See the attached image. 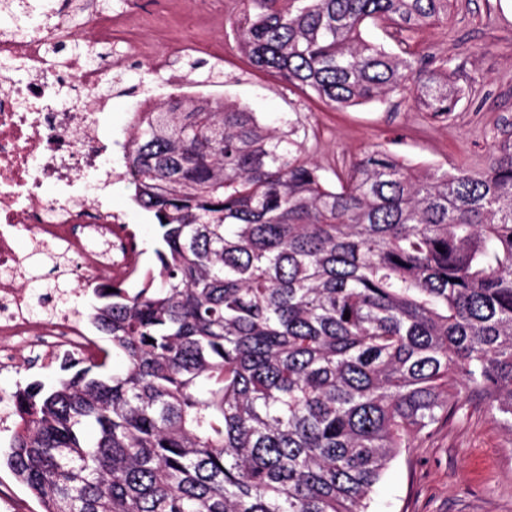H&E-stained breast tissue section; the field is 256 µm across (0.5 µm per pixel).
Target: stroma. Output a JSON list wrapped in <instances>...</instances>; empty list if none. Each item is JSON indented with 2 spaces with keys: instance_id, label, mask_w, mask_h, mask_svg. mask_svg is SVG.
Wrapping results in <instances>:
<instances>
[{
  "instance_id": "obj_1",
  "label": "stroma",
  "mask_w": 512,
  "mask_h": 512,
  "mask_svg": "<svg viewBox=\"0 0 512 512\" xmlns=\"http://www.w3.org/2000/svg\"><path fill=\"white\" fill-rule=\"evenodd\" d=\"M157 21L133 28V35L164 51L166 63L182 81L169 85L147 59L126 57L123 46L90 44L93 62L107 70L115 126L123 113L139 106L165 103L184 95L224 100L262 113L269 128L288 121L304 126V148L327 179L341 171L342 161L373 149H384L417 170L455 167L480 169L490 147L512 122V0H453L448 20L419 31L410 48L434 53L462 64L460 86L475 83L477 91L463 98L445 122L412 107L410 99L383 101L338 109L289 87L280 78L252 68L239 53L233 21L240 0H205L204 20L212 28V46L200 48L195 33L193 0H146ZM202 66L191 69L193 61ZM112 205L126 211L139 226L154 264L155 221L137 207L122 185L112 188ZM37 352H22L13 369L0 372V391L15 393L34 379L55 380ZM371 512H512V450L506 433L483 407L472 404L427 439L402 449L379 485Z\"/></svg>"
}]
</instances>
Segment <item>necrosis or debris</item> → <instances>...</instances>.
<instances>
[{"instance_id": "necrosis-or-debris-1", "label": "necrosis or debris", "mask_w": 512, "mask_h": 512, "mask_svg": "<svg viewBox=\"0 0 512 512\" xmlns=\"http://www.w3.org/2000/svg\"><path fill=\"white\" fill-rule=\"evenodd\" d=\"M124 13H94L84 30L95 43L122 42L128 55L146 47L119 40ZM67 26L48 28L0 12V370L12 369L22 347L44 357L90 356V324L53 298L29 270L31 254H52L80 279L138 281L145 270L136 225L101 199L103 180L127 181L117 168L124 140L102 124L112 100L100 96L108 75L88 58L50 59L49 44ZM27 233L31 252L18 246Z\"/></svg>"}]
</instances>
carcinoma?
Listing matches in <instances>:
<instances>
[{
	"label": "carcinoma",
	"mask_w": 512,
	"mask_h": 512,
	"mask_svg": "<svg viewBox=\"0 0 512 512\" xmlns=\"http://www.w3.org/2000/svg\"><path fill=\"white\" fill-rule=\"evenodd\" d=\"M448 3L242 0L237 46L331 106L411 95L445 121L458 69L403 45ZM299 131L220 101L143 112L125 168L157 265L95 286L111 348L15 393L6 464L43 512H369L462 391L512 449V135L481 171L376 150L330 186Z\"/></svg>",
	"instance_id": "1"
}]
</instances>
